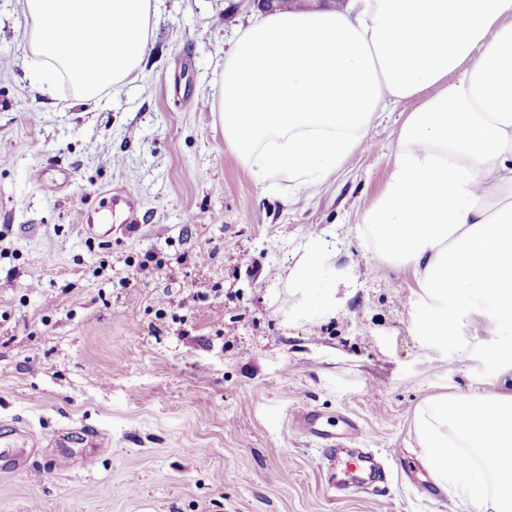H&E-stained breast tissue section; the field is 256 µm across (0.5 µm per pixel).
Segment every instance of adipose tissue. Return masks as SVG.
<instances>
[{"label":"adipose tissue","instance_id":"1","mask_svg":"<svg viewBox=\"0 0 512 512\" xmlns=\"http://www.w3.org/2000/svg\"><path fill=\"white\" fill-rule=\"evenodd\" d=\"M24 39L81 100L135 77L157 0H23ZM412 108L385 188L362 221L380 259L411 269L418 332L448 319L512 325V0H351L243 30L215 106L224 139L260 181L308 189L367 143L372 120ZM425 463L490 512H512V390L429 398Z\"/></svg>","mask_w":512,"mask_h":512}]
</instances>
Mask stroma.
<instances>
[{"instance_id": "35a3bbf8", "label": "stroma", "mask_w": 512, "mask_h": 512, "mask_svg": "<svg viewBox=\"0 0 512 512\" xmlns=\"http://www.w3.org/2000/svg\"><path fill=\"white\" fill-rule=\"evenodd\" d=\"M260 18L247 0H159L137 80L81 103L64 79L41 87L21 0H0V424L29 455L0 464V512H485L450 486L418 493L432 475L415 418L431 397L511 384L497 348L512 329L418 335L412 271L379 266L361 216L408 104L310 190L237 157L210 103ZM116 191L139 223L112 216ZM315 246L304 295L288 273ZM306 407L341 435L363 427L340 444L371 451L384 483L333 493L343 467L295 426ZM86 428L109 447L88 455ZM66 429L58 466L48 441Z\"/></svg>"}]
</instances>
